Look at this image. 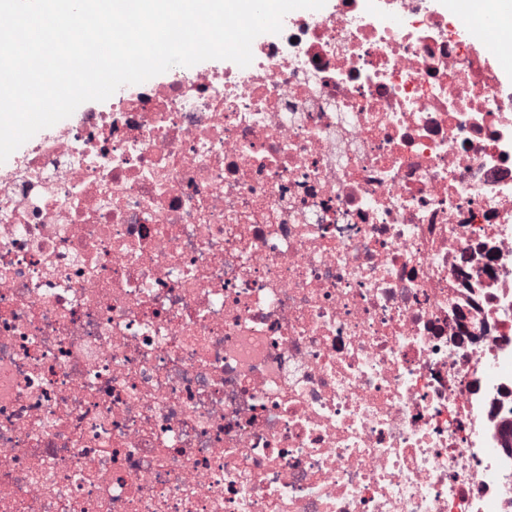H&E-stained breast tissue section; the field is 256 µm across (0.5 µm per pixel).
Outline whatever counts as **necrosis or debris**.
<instances>
[{
    "label": "necrosis or debris",
    "mask_w": 512,
    "mask_h": 512,
    "mask_svg": "<svg viewBox=\"0 0 512 512\" xmlns=\"http://www.w3.org/2000/svg\"><path fill=\"white\" fill-rule=\"evenodd\" d=\"M0 170V512H512V0H329Z\"/></svg>",
    "instance_id": "necrosis-or-debris-1"
}]
</instances>
